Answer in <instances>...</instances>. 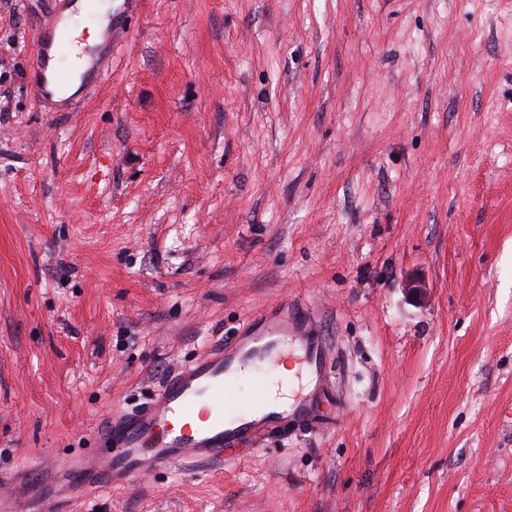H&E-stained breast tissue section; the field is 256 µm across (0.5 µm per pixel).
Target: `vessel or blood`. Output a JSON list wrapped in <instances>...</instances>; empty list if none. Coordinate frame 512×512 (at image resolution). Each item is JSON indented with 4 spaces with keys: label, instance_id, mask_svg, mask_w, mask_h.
I'll list each match as a JSON object with an SVG mask.
<instances>
[{
    "label": "vessel or blood",
    "instance_id": "b4317fda",
    "mask_svg": "<svg viewBox=\"0 0 512 512\" xmlns=\"http://www.w3.org/2000/svg\"><path fill=\"white\" fill-rule=\"evenodd\" d=\"M63 35L48 28L36 36L34 55L39 70L29 87L42 105L52 104L64 78L56 61ZM80 67L101 82L112 67L111 55L84 48ZM298 343L299 363L314 383L312 392L288 408L225 414L224 400L232 379L248 369L276 363L289 343ZM329 349L315 333L303 306L283 301L258 314L233 340L208 349L172 373L155 397L141 409L116 413L100 432L110 452L96 462L69 461L81 485L128 482L142 473L186 463L220 464L232 448L252 447L271 430L286 423L302 426L320 418L322 401H335Z\"/></svg>",
    "mask_w": 512,
    "mask_h": 512
}]
</instances>
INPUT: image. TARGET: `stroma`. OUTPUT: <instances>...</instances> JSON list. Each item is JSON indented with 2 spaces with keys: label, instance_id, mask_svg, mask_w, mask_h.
Listing matches in <instances>:
<instances>
[{
  "label": "stroma",
  "instance_id": "35a3bbf8",
  "mask_svg": "<svg viewBox=\"0 0 512 512\" xmlns=\"http://www.w3.org/2000/svg\"><path fill=\"white\" fill-rule=\"evenodd\" d=\"M0 0V500L57 512H512V0ZM294 300L340 406L225 465L68 498L108 415ZM58 23L59 20L55 21L41 35L37 34L33 49L34 56L39 61V70L35 78L28 83L34 98L44 106L47 112H54L48 105L55 103L54 98L59 94L64 78L56 64L59 61V49L65 45L62 33L69 38L70 45L74 43V38H71L64 28H60L56 35ZM52 60L55 62L50 64ZM81 59L78 70H85V75H93V80L87 83V87L92 88L100 83L103 77L107 76L112 67V50L109 54H104L98 49L83 48L81 54L77 56Z\"/></svg>",
  "mask_w": 512,
  "mask_h": 512
}]
</instances>
